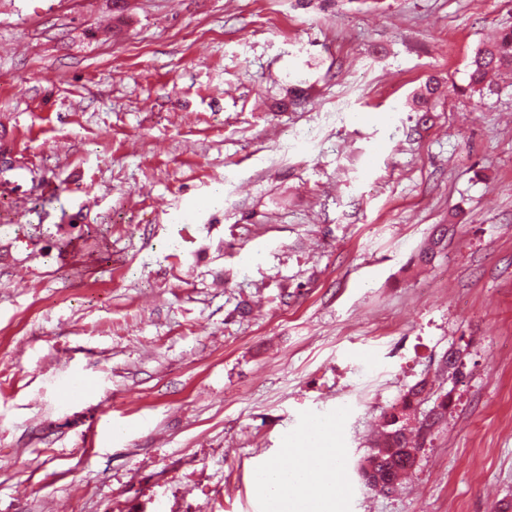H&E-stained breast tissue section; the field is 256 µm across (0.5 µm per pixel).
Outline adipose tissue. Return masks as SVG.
<instances>
[{"label":"adipose tissue","mask_w":512,"mask_h":512,"mask_svg":"<svg viewBox=\"0 0 512 512\" xmlns=\"http://www.w3.org/2000/svg\"><path fill=\"white\" fill-rule=\"evenodd\" d=\"M291 464L271 465L255 478L273 512H332L335 482L342 473L329 425L310 423L288 448Z\"/></svg>","instance_id":"adipose-tissue-1"}]
</instances>
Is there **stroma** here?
<instances>
[{"label": "stroma", "instance_id": "35a3bbf8", "mask_svg": "<svg viewBox=\"0 0 512 512\" xmlns=\"http://www.w3.org/2000/svg\"><path fill=\"white\" fill-rule=\"evenodd\" d=\"M112 9L0 0V512H263L314 419L334 512H512V70L465 91L512 0ZM426 395V383L418 382L402 395L399 403L381 414V437L372 452L364 458L372 466L373 471L363 479L369 487L386 492V487L377 485L378 479L394 486L399 484L414 466L410 449L418 447L407 432V421L410 409L414 404H421L426 399Z\"/></svg>", "mask_w": 512, "mask_h": 512}]
</instances>
